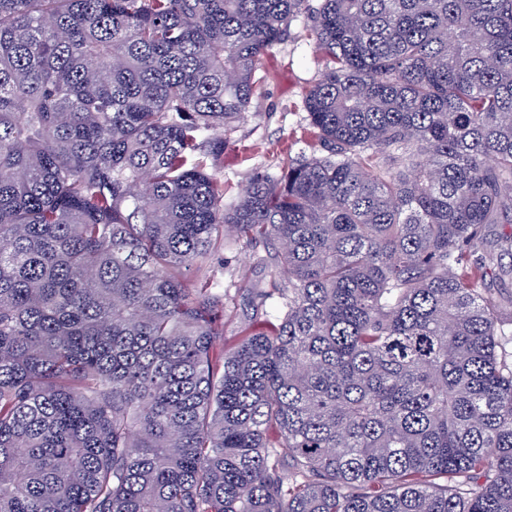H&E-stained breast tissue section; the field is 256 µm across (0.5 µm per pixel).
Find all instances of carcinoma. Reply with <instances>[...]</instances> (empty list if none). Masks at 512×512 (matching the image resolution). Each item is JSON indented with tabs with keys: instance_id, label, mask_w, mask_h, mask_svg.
I'll return each mask as SVG.
<instances>
[{
	"instance_id": "cac0c4a2",
	"label": "carcinoma",
	"mask_w": 512,
	"mask_h": 512,
	"mask_svg": "<svg viewBox=\"0 0 512 512\" xmlns=\"http://www.w3.org/2000/svg\"><path fill=\"white\" fill-rule=\"evenodd\" d=\"M306 8L0 0V512H512V0H322L323 155L226 209ZM267 254L268 249L262 243L247 245L233 232H226L218 246L214 265L193 264L183 268L182 275L188 282L214 275L224 281V287L230 286L231 295H235L234 288H246L263 278L269 279L271 268L260 263V259H265Z\"/></svg>"
}]
</instances>
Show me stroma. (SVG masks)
<instances>
[{
	"label": "stroma",
	"instance_id": "obj_1",
	"mask_svg": "<svg viewBox=\"0 0 512 512\" xmlns=\"http://www.w3.org/2000/svg\"><path fill=\"white\" fill-rule=\"evenodd\" d=\"M326 66L317 51L309 14L293 20L287 38L273 47L255 73L256 92L244 120L224 133V205L232 207L257 175L279 177L290 162L316 155L318 148L304 107L306 92ZM265 245H248L225 233L214 264H194L182 271L194 282L208 276L230 288H245L268 277Z\"/></svg>",
	"mask_w": 512,
	"mask_h": 512
}]
</instances>
